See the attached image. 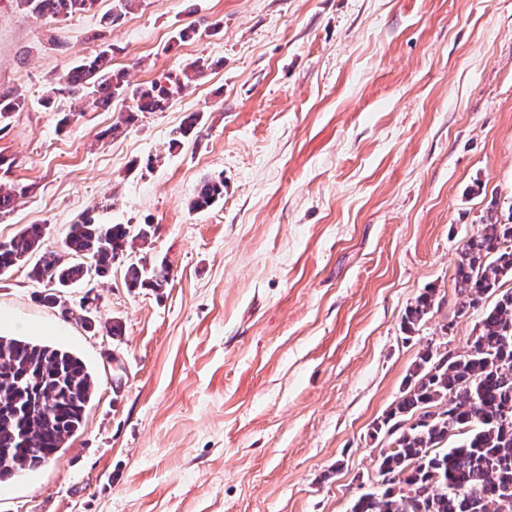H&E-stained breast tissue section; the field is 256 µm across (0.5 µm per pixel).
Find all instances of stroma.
<instances>
[{"instance_id": "obj_1", "label": "stroma", "mask_w": 512, "mask_h": 512, "mask_svg": "<svg viewBox=\"0 0 512 512\" xmlns=\"http://www.w3.org/2000/svg\"><path fill=\"white\" fill-rule=\"evenodd\" d=\"M111 8L0 0V88L27 102L0 132V184L33 187L0 241L43 224L60 248L90 210L153 225L133 255L171 277L72 288L95 332L36 301L28 266L0 281V336L71 350L97 382L82 432L0 483V512H349L380 486L372 433L418 351L476 333L453 274L464 238L512 217V0H141L100 28ZM105 46L134 84L223 65L115 135L131 98L60 126L71 102L46 109L49 89ZM215 177L223 200L191 210ZM427 288L444 299L406 332ZM95 0H17L18 6L52 19L89 10Z\"/></svg>"}]
</instances>
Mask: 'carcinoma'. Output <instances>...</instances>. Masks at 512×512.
Here are the masks:
<instances>
[{"instance_id": "1", "label": "carcinoma", "mask_w": 512, "mask_h": 512, "mask_svg": "<svg viewBox=\"0 0 512 512\" xmlns=\"http://www.w3.org/2000/svg\"><path fill=\"white\" fill-rule=\"evenodd\" d=\"M140 0H114L100 18L107 28ZM94 0H17L26 10L52 19L86 11ZM103 49L70 67L61 87L51 88L46 103L60 92L90 109L108 111L112 100L130 97L133 111L162 112L169 101L196 80L204 65L194 61L159 80L130 85L124 69H113ZM26 107L23 95L0 90V124ZM201 122L188 115L171 144L177 146ZM32 186L0 184V221L15 210L18 198ZM224 198V179L202 180L190 202L203 211ZM46 226L29 224L0 241V280L20 264L31 263L29 277L44 285L38 300L62 307L70 288L104 278L116 265L124 269L129 288H161L168 283L165 263L148 264L131 257L128 244L151 238L153 225L101 224L83 213L70 226L62 249L43 247ZM512 224L492 219L465 238L459 248L454 281L457 312L464 315L493 296L482 312L476 336L455 350L431 345L419 352L405 381L403 396L375 426L387 446L380 449L381 488L355 498L350 512H512ZM437 289L428 288L405 311L404 329L412 331L434 306ZM96 389L86 363L73 352L19 338L0 336V483L18 472L44 464L83 427L84 414ZM461 438L455 445L448 440Z\"/></svg>"}]
</instances>
